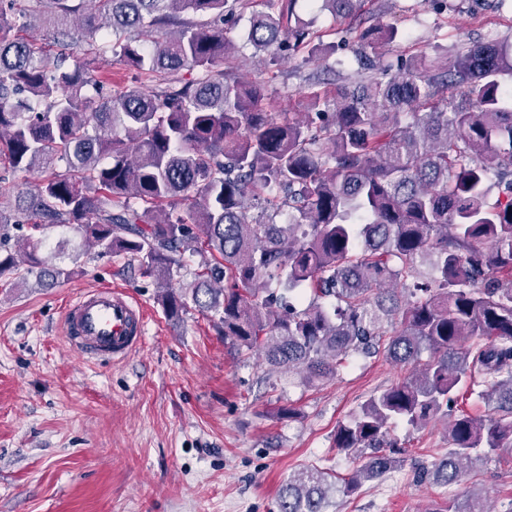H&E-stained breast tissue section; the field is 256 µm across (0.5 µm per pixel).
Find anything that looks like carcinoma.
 I'll return each instance as SVG.
<instances>
[{
    "label": "carcinoma",
    "mask_w": 512,
    "mask_h": 512,
    "mask_svg": "<svg viewBox=\"0 0 512 512\" xmlns=\"http://www.w3.org/2000/svg\"><path fill=\"white\" fill-rule=\"evenodd\" d=\"M238 2L0 0V162L46 172L23 196L28 231L0 216V278L71 279L75 269L39 255L44 230L69 226L101 255L138 260L169 316L193 304L306 385L360 355L413 366L338 426L336 448L359 469L339 487L328 469L298 471L278 512H326L330 492L384 477L400 463L394 422L418 429L478 387L494 416L450 420L432 473L457 483L468 463L512 450V109L500 81L512 76V44L381 65L397 29L360 22L369 75L334 87L308 79L307 111L293 115L223 68ZM260 2L244 38L266 64L321 58L294 0ZM313 2L349 17L361 0ZM37 20L72 51L35 46ZM100 39L136 84L95 79ZM58 161L69 175L50 172ZM187 255L197 270L177 291ZM428 512L495 510L473 494Z\"/></svg>",
    "instance_id": "1"
}]
</instances>
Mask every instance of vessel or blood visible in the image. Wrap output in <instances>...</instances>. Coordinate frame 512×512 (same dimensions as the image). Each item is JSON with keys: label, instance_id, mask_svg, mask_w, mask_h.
Wrapping results in <instances>:
<instances>
[{"label": "vessel or blood", "instance_id": "vessel-or-blood-1", "mask_svg": "<svg viewBox=\"0 0 512 512\" xmlns=\"http://www.w3.org/2000/svg\"><path fill=\"white\" fill-rule=\"evenodd\" d=\"M145 314L127 293L102 284L81 293L66 308L64 335L90 363L126 357L142 342Z\"/></svg>", "mask_w": 512, "mask_h": 512}]
</instances>
